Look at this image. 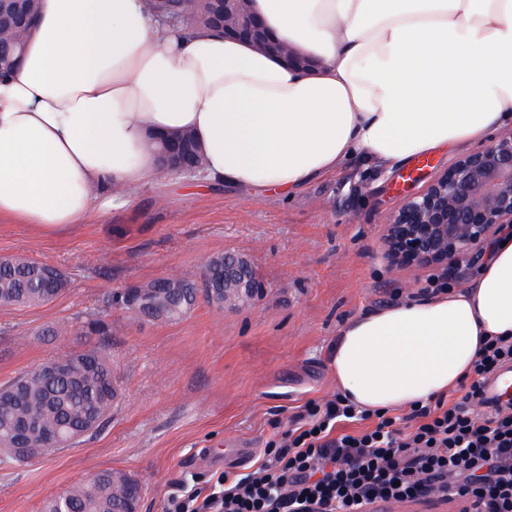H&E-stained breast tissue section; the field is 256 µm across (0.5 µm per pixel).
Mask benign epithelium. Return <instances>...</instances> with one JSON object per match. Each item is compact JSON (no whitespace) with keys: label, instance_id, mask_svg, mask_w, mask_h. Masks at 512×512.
I'll list each match as a JSON object with an SVG mask.
<instances>
[{"label":"benign epithelium","instance_id":"obj_1","mask_svg":"<svg viewBox=\"0 0 512 512\" xmlns=\"http://www.w3.org/2000/svg\"><path fill=\"white\" fill-rule=\"evenodd\" d=\"M224 34L288 57L302 67L308 61L287 42L269 35L250 11L249 0H224L217 19ZM512 224V132L466 155L410 197L390 216L384 257L391 264L415 262L446 268L468 261L499 226ZM249 261L224 258V303H232L247 283Z\"/></svg>","mask_w":512,"mask_h":512}]
</instances>
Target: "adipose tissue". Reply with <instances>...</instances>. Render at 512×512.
Segmentation results:
<instances>
[{"mask_svg":"<svg viewBox=\"0 0 512 512\" xmlns=\"http://www.w3.org/2000/svg\"><path fill=\"white\" fill-rule=\"evenodd\" d=\"M309 68L158 23L147 0H40L0 78V221L46 233L128 206L162 174L149 134L192 131L198 181L280 197L355 156L391 172L512 124V0H250ZM512 337V230L462 287L346 320L329 363L366 410L447 395Z\"/></svg>","mask_w":512,"mask_h":512,"instance_id":"adipose-tissue-1","label":"adipose tissue"}]
</instances>
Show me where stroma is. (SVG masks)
I'll return each instance as SVG.
<instances>
[{"instance_id":"stroma-1","label":"stroma","mask_w":512,"mask_h":512,"mask_svg":"<svg viewBox=\"0 0 512 512\" xmlns=\"http://www.w3.org/2000/svg\"><path fill=\"white\" fill-rule=\"evenodd\" d=\"M460 157L440 150L421 170L387 176L356 157L287 197L172 177L65 233L0 223V256L46 262L70 278L49 304L0 305V385L62 348L96 344L82 331L94 314L112 326L122 393L106 424L77 445L0 461V512H42L47 498L103 469L141 483V512H165L185 478L252 471L273 417L335 393L328 352L342 322L444 275L436 265L389 264L384 236L404 200ZM222 252L249 259L260 285L250 301L219 309L203 300L172 323L105 306L129 284L199 278Z\"/></svg>"}]
</instances>
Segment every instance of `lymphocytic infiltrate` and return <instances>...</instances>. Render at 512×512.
<instances>
[{"instance_id":"1","label":"lymphocytic infiltrate","mask_w":512,"mask_h":512,"mask_svg":"<svg viewBox=\"0 0 512 512\" xmlns=\"http://www.w3.org/2000/svg\"><path fill=\"white\" fill-rule=\"evenodd\" d=\"M512 366V338L488 339L458 384L407 413L358 409L342 393L272 420L263 459L240 478L179 482L166 512H371L436 490L454 512H512V399L488 381Z\"/></svg>"}]
</instances>
